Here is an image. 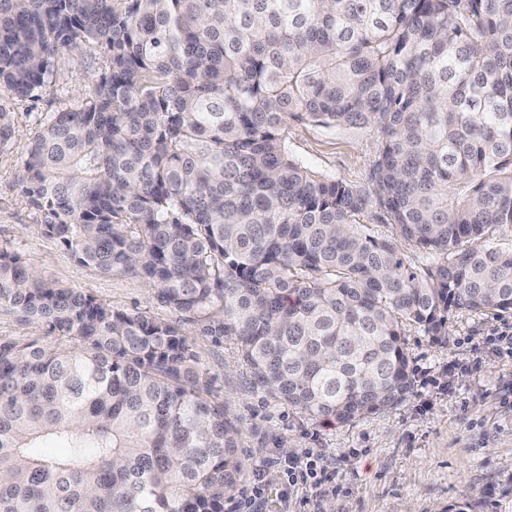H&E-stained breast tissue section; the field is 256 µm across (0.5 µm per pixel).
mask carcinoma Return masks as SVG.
<instances>
[{
    "label": "carcinoma",
    "instance_id": "1",
    "mask_svg": "<svg viewBox=\"0 0 512 512\" xmlns=\"http://www.w3.org/2000/svg\"><path fill=\"white\" fill-rule=\"evenodd\" d=\"M0 0V86L101 42L22 182L45 236L233 340L257 387L350 424L413 390L405 330L512 310V0ZM377 132L367 184L291 154L288 120ZM12 132L0 107V149ZM377 213L422 255L361 227ZM0 512H226L238 429L178 326L37 275L0 245ZM50 336L54 342L44 340ZM68 452L47 457L43 441ZM33 333V329L21 322L16 315L0 308V337L22 338L31 336Z\"/></svg>",
    "mask_w": 512,
    "mask_h": 512
}]
</instances>
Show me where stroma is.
<instances>
[{
    "label": "stroma",
    "mask_w": 512,
    "mask_h": 512,
    "mask_svg": "<svg viewBox=\"0 0 512 512\" xmlns=\"http://www.w3.org/2000/svg\"><path fill=\"white\" fill-rule=\"evenodd\" d=\"M108 68L100 44L80 59L60 54L46 86L18 98L0 88V107L14 118L0 150V245L22 255L42 277L150 319L181 325L210 379L212 401L239 430L238 459L246 480L268 489L254 512H512V355L496 336L512 328V312H453L447 333L410 329L406 351L413 390L399 405L346 425L305 418L255 386L233 340L214 344L195 324L159 301L130 274L103 275L75 262L40 229L44 215L21 190L27 148L49 113L90 98ZM289 150L316 170L361 185L378 152L376 133L288 121ZM320 450L317 486L290 485L264 467L270 455Z\"/></svg>",
    "instance_id": "35a3bbf8"
}]
</instances>
